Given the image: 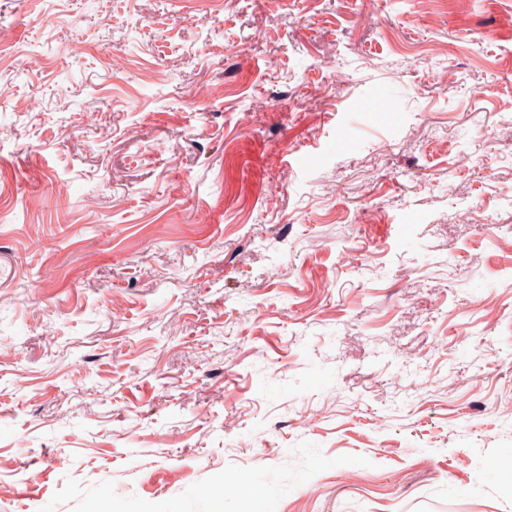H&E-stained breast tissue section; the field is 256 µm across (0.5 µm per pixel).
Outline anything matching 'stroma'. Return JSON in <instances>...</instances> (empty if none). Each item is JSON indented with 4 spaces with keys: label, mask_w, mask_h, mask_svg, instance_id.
<instances>
[{
    "label": "stroma",
    "mask_w": 512,
    "mask_h": 512,
    "mask_svg": "<svg viewBox=\"0 0 512 512\" xmlns=\"http://www.w3.org/2000/svg\"><path fill=\"white\" fill-rule=\"evenodd\" d=\"M0 45V512H512V0H0Z\"/></svg>",
    "instance_id": "stroma-1"
}]
</instances>
